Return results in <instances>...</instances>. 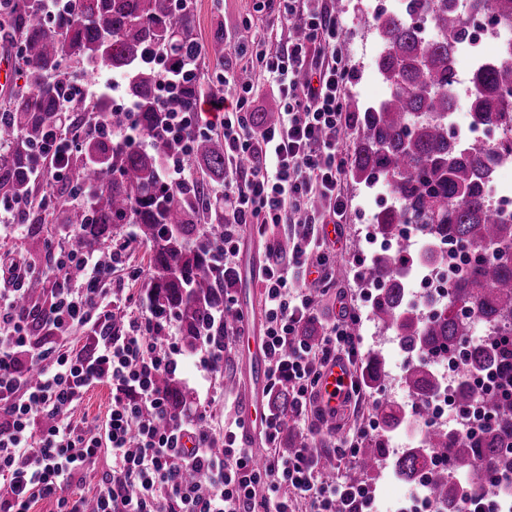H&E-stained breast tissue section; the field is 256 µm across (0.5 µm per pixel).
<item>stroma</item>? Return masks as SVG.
<instances>
[{
    "instance_id": "stroma-1",
    "label": "stroma",
    "mask_w": 512,
    "mask_h": 512,
    "mask_svg": "<svg viewBox=\"0 0 512 512\" xmlns=\"http://www.w3.org/2000/svg\"><path fill=\"white\" fill-rule=\"evenodd\" d=\"M191 4L196 18V34L203 46L211 45L216 30L224 32L223 58L202 55L199 60L200 75L213 84L227 72L249 73L256 89L254 111L276 110V88L266 75L253 69L250 57L240 51L241 46L254 41L265 42L272 48L286 43L288 27L277 19L276 0H191ZM377 41L373 28L362 24L354 29L345 28L341 36L340 47L351 71L347 88L348 107L369 105L370 101L388 93L374 68ZM344 191L348 200L349 220L341 225L337 236L329 238L327 247L335 254L337 264L352 267L356 276L347 281L331 280L329 292L315 316V324L320 328L326 327L338 318L341 308H349L357 317L355 327L362 338L359 352L351 361L354 370H361L366 358H377L387 373V383L385 388L378 391L368 388L361 390L358 401L342 407L336 415L335 432L314 433L315 441L321 447L342 445L363 431L368 436H375L380 426L371 415L373 405L384 399L399 402L409 399L403 376L410 359L397 342L391 341L389 334L379 332L374 318L367 316L364 309L366 290L361 274L372 262L371 256L365 251L364 236L378 207L368 199L366 187L356 184L353 179H345ZM266 240L249 232L244 233L233 267L239 284L231 294L236 306L243 312L245 329L258 333L264 329L262 268L267 261ZM230 364L237 371L233 400L227 403L223 399H216L211 408L213 427L218 432L222 431L225 418L243 416V400L251 384L250 368L240 351L232 352Z\"/></svg>"
}]
</instances>
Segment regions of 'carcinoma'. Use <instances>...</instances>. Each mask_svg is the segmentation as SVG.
<instances>
[{
    "instance_id": "obj_1",
    "label": "carcinoma",
    "mask_w": 512,
    "mask_h": 512,
    "mask_svg": "<svg viewBox=\"0 0 512 512\" xmlns=\"http://www.w3.org/2000/svg\"><path fill=\"white\" fill-rule=\"evenodd\" d=\"M475 7H490L495 20L512 25V0H474ZM383 52L376 61L388 95L354 113L356 144L351 165L355 183L384 182L395 204L373 218L382 237H398L402 224L415 226L429 248L420 254L397 242L396 249L374 259L366 274L381 286L373 307L374 320L384 332L397 337L403 352L416 358L403 382L420 404L442 388L428 356L444 355L466 345L474 320L489 328V339L467 345L460 352L465 368L455 402L469 406L476 392L466 376L490 375L496 389L480 399L489 423L475 434L461 429L454 434L430 427L418 447L395 457L393 471L402 479H422L430 497L444 509H456L462 493L456 476L473 477L485 469L492 480H479L489 489L503 477L512 483V217L492 206L488 182L494 163L512 161V140L495 144L464 138L452 129L448 113L456 102L457 84L452 53L475 42L467 21L454 9V0H405L404 9L373 20ZM0 33L18 55L24 83L5 101L0 113V194L26 208L24 221L36 225L42 214L62 217L77 227L66 238L69 249L88 252L112 238L119 224H135L149 244L153 271L147 307L176 321L182 342L195 349L203 337L219 348L224 325L241 319L239 311L225 312L224 292L236 278L224 271L215 256L224 237V211L209 215L204 205L205 180L224 181V139L218 135L193 138L191 157L202 178L184 195L159 189V160L182 152L183 141L168 128L176 112H196L203 97L202 84L190 70L204 51L196 38L195 16L186 0H69L46 14L40 0H0ZM166 63L165 71L156 61ZM101 65L121 73L124 94L136 104V120L149 146L109 140L92 132L93 115L108 110L109 101L73 97L62 105L71 79L80 69ZM467 95L479 121L512 126V50L478 65ZM54 134L79 137L70 153L68 180L49 202L38 196L29 177L36 150ZM81 184L94 186L89 206L68 204ZM452 241L477 253L474 262L448 288L440 312L426 316L406 303L404 269L427 262L441 265L442 244ZM39 230L31 229L25 258L35 274L22 304L39 306L53 287L52 269L43 267ZM378 364L367 368L364 383L385 385ZM167 402V418L185 416L187 394L170 374L156 380ZM269 402L283 417L296 412L288 384L281 385ZM382 429L396 427L405 416L390 400L374 404ZM309 435L294 432L280 447L287 455L295 448H313ZM384 452V439L364 442L359 461L346 482L360 487L372 476Z\"/></svg>"
}]
</instances>
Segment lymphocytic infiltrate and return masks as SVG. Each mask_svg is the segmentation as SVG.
<instances>
[{
    "label": "lymphocytic infiltrate",
    "mask_w": 512,
    "mask_h": 512,
    "mask_svg": "<svg viewBox=\"0 0 512 512\" xmlns=\"http://www.w3.org/2000/svg\"><path fill=\"white\" fill-rule=\"evenodd\" d=\"M278 17L296 33L270 50L251 53L254 68L275 80L279 121L255 129L251 81L224 76L223 89L206 98V111L176 114L171 128L184 141L221 129L224 137V240L217 254L233 266L243 226L294 225L291 255L278 260L269 245L265 269V348L268 386L288 382L299 406L314 397L323 366L356 353L359 338L346 319L328 325L318 345L299 334L313 320L315 289L292 290L289 269L329 280L325 227L346 221L339 186L346 170L341 136L348 124L350 70L339 47L344 29L327 0H278ZM128 237L105 248L73 254L51 247L52 267L80 266V280L52 289L41 316L19 307L22 281L33 271L22 259L0 261V512H31L51 498L56 512H359L360 494L347 483L319 474V453L299 448L284 456L270 451L256 467L242 442L244 420L224 425L221 438L203 428L206 410L168 422L158 375L183 366L173 319L131 309L125 285L142 280L128 265ZM124 313L111 331L113 311ZM79 334L75 344L62 339ZM112 389L102 422L72 421L95 385ZM112 464L90 491L72 493L99 449Z\"/></svg>",
    "instance_id": "obj_1"
}]
</instances>
